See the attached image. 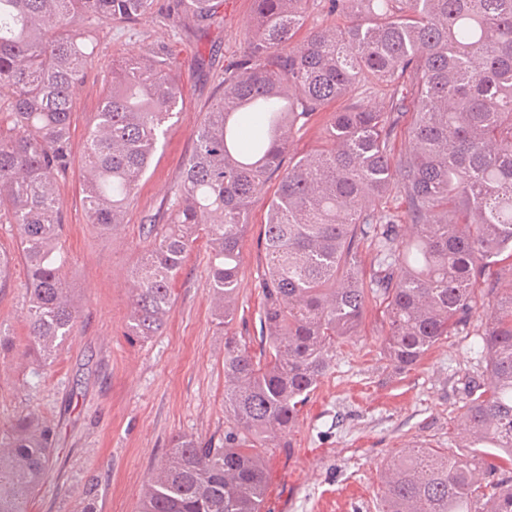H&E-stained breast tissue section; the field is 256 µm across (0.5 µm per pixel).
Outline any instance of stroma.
<instances>
[{
    "mask_svg": "<svg viewBox=\"0 0 512 512\" xmlns=\"http://www.w3.org/2000/svg\"><path fill=\"white\" fill-rule=\"evenodd\" d=\"M252 0H224L218 17L184 36L165 10L101 28L97 61L77 91L71 116V166L59 184L65 224L62 251L80 315L50 370L26 355L27 269L14 261L0 290V426L20 411L41 415L53 433V460L29 512H82L94 487L95 512H138L153 466L179 435L219 443L224 437V329L211 313L210 251L198 238L172 288L174 303L157 336L129 337L131 272L150 223L162 220L194 148L195 131L241 54ZM157 51L181 76L183 104L112 232L89 224L82 206L85 134L112 77V65ZM269 181L241 245L236 335L258 338L264 253L258 244ZM482 313L467 331L442 339L420 365L402 370L384 350L388 317L369 301L357 336L338 340L285 448L267 449L266 512H381L383 465L413 441L460 456L464 379L485 372Z\"/></svg>",
    "mask_w": 512,
    "mask_h": 512,
    "instance_id": "35a3bbf8",
    "label": "stroma"
}]
</instances>
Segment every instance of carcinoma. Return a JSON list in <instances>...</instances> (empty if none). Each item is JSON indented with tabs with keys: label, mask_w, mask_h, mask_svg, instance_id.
Returning a JSON list of instances; mask_svg holds the SVG:
<instances>
[{
	"label": "carcinoma",
	"mask_w": 512,
	"mask_h": 512,
	"mask_svg": "<svg viewBox=\"0 0 512 512\" xmlns=\"http://www.w3.org/2000/svg\"><path fill=\"white\" fill-rule=\"evenodd\" d=\"M155 0H0V224L17 226L28 269V351L44 365L73 335L78 307L60 248L59 182L70 167L73 99L95 61L91 32L132 22ZM309 0H253L252 30L195 134L164 224L132 273L129 335L146 340L199 235L224 325V443L186 435L150 472L140 512H262L264 449L288 435L370 299L386 302L384 344L400 369L469 326L490 268L512 261V0H326L342 18L305 28ZM223 0H170L184 25ZM359 84L374 108L328 111ZM182 89L159 52L112 65L85 136L83 206L110 231L146 173ZM328 113V147L285 161L291 138ZM407 121L404 152L392 138ZM278 181L261 233L257 347L231 332L240 248L258 194ZM405 200L393 215L376 201ZM373 252L365 269L362 250ZM480 334L486 378L460 406L465 457L409 445L381 478L384 512H512V287L493 294ZM52 458L32 411L0 429V512H28Z\"/></svg>",
	"instance_id": "obj_1"
}]
</instances>
